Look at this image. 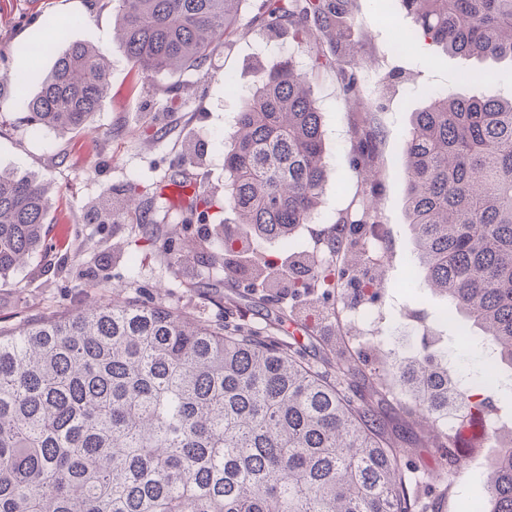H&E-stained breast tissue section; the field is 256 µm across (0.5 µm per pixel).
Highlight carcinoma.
<instances>
[{
	"instance_id": "cac0c4a2",
	"label": "carcinoma",
	"mask_w": 512,
	"mask_h": 512,
	"mask_svg": "<svg viewBox=\"0 0 512 512\" xmlns=\"http://www.w3.org/2000/svg\"><path fill=\"white\" fill-rule=\"evenodd\" d=\"M245 0H106L116 37L142 72L202 67L243 34ZM422 34L465 58L512 60V0H401ZM255 25L304 41L320 33L330 55L311 69L285 59L258 71L224 142V199L191 190L182 204L209 214L220 204L254 235L290 242L313 221L326 178L314 71L332 69L344 95L362 100L366 60L352 37L353 0H260ZM481 96H430L405 139L406 212L416 278L481 331L475 341L512 370V97L495 77L463 76ZM109 91L104 53L73 42L40 90L23 100L26 125L79 131ZM379 133L354 145L362 211L376 219ZM48 188L0 171V276L42 246ZM330 239L340 267L313 255L288 281L323 299L364 274L363 221ZM178 229L141 239L178 266L195 252ZM178 249H173L175 242ZM280 274L251 260L249 286ZM324 364L301 346L237 315L201 320L164 302L118 289L88 308L0 329V512H438L421 500L423 466L391 438L372 396L351 381L352 360L328 348ZM442 352L421 345L390 360L403 414L419 424L440 461L453 466L466 431L492 415L494 385H463ZM488 465L479 497L512 512V429Z\"/></svg>"
}]
</instances>
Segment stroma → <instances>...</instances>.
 <instances>
[{"instance_id": "35a3bbf8", "label": "stroma", "mask_w": 512, "mask_h": 512, "mask_svg": "<svg viewBox=\"0 0 512 512\" xmlns=\"http://www.w3.org/2000/svg\"><path fill=\"white\" fill-rule=\"evenodd\" d=\"M353 14L367 58L359 73L361 87L374 108L367 115L357 112L332 70L320 71L314 80L327 178L313 222L299 227L293 244L287 245L253 238L231 212L223 214L228 231L248 242L251 255L279 262L310 255L356 207L361 188L350 176L355 126L365 123L379 130L385 277L380 287L343 288L337 298L311 304L249 288L248 265L225 274L213 219L185 217L171 202L148 196L146 190L186 172L201 191L223 197L224 139L234 128L256 71L276 63L287 48L300 67H309L322 42L298 44L265 34L251 26L252 6L247 2L240 17L243 35L203 68L145 75L131 66L117 41L111 11L95 7L94 0H0V70L27 73L28 94L39 90L56 59L49 52L35 61L24 52L43 41L46 18L75 19L70 41L94 45L110 61L109 94L80 131L57 134L27 127L17 94L0 96V169L37 177L48 185L50 198L43 248L24 267L0 277V326L13 328L84 307L90 290L108 295L126 288L141 299L160 298L203 318L216 317L220 299L231 298L247 320L260 328L277 326L314 361H322L326 341L351 354L360 369L356 381L365 388L372 374L388 375L390 354L411 352L425 331L447 353L451 372L472 378L480 374L482 351L465 341L478 335V328L414 279V241L405 213V134L412 112L433 92H481V85L462 82L465 73L492 71L498 92L511 95L512 62L447 53L419 36L398 0H354ZM174 89L179 92L175 103L170 100ZM190 141L200 148L201 158L187 152ZM133 187L145 193L143 221L148 230L163 234L183 226L184 237L201 246L197 257L174 269L156 254L137 249L133 221L120 213L123 194ZM360 305L378 311L375 325L346 317V310ZM497 453L493 441L476 442L440 487L439 512H467Z\"/></svg>"}]
</instances>
